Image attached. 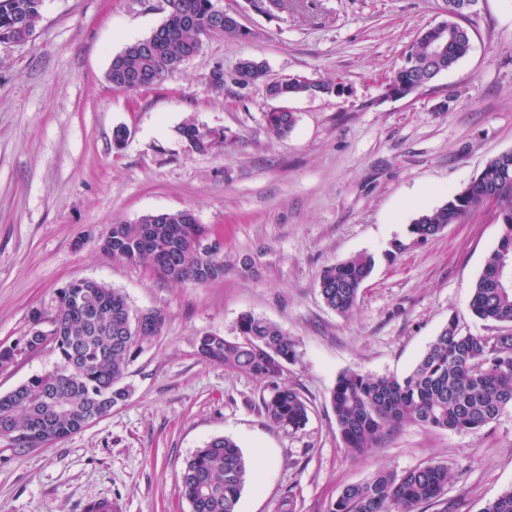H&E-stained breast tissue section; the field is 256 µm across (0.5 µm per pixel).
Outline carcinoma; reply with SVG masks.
<instances>
[{
    "instance_id": "cac0c4a2",
    "label": "carcinoma",
    "mask_w": 512,
    "mask_h": 512,
    "mask_svg": "<svg viewBox=\"0 0 512 512\" xmlns=\"http://www.w3.org/2000/svg\"><path fill=\"white\" fill-rule=\"evenodd\" d=\"M44 3L0 0V44H20L35 35ZM167 4V17L158 28L112 57L106 80L113 88L139 90L143 85L137 78L147 74L155 77L152 84L159 83L166 73L199 53L204 36L249 35L228 20L216 22L213 0H167ZM440 26L451 34L439 35L431 27L419 32L387 89L406 97L454 68L468 53L469 30L451 16ZM433 37L447 41L440 55L429 51L428 40ZM238 81L259 82L269 98L281 101L341 91L337 83L305 76L273 82L265 63L254 59L240 62ZM265 122L268 131L282 139L291 134L297 118L290 110L273 109L265 113ZM177 132L198 153H208L224 142V133L192 120ZM484 170L488 181L460 190L441 206L420 213L411 233L420 240L435 237L477 211L484 196H494L508 223L473 283L470 307L476 317L500 326L501 331L494 336L464 332L451 318L406 375L341 373L330 402L344 448L353 455L368 453L406 422L441 430H477L512 408V287L501 283V268L512 261V151L492 157ZM111 228L112 244L102 251L114 260L149 266L177 284L202 285L224 277V257L203 254L195 246L208 229L185 212L145 214L133 223ZM373 267L369 254L325 267L319 278L324 303L343 317L351 316ZM59 299L52 329L35 337L25 350L50 346L60 364L53 372L35 375L0 395V429L12 430L8 440L16 448L28 446L35 434L64 438L76 433L92 411L124 401L128 388L122 381L129 364L161 335L165 325L162 311L134 312L123 293L95 280L67 283ZM237 330L233 339L202 335L197 343L199 355L265 381L267 419L288 431L303 430L309 406L297 388L283 380L288 365L297 359L295 341L275 323L252 313L241 314ZM250 476V465L237 442L228 436L215 437L186 462L179 495L191 512H238L241 491ZM449 477L448 465L439 461L402 473L381 468L367 480L346 486L330 512H417L419 506L444 495ZM483 512H512V488L488 502Z\"/></svg>"
}]
</instances>
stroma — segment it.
Returning <instances> with one entry per match:
<instances>
[{"label": "stroma", "mask_w": 512, "mask_h": 512, "mask_svg": "<svg viewBox=\"0 0 512 512\" xmlns=\"http://www.w3.org/2000/svg\"><path fill=\"white\" fill-rule=\"evenodd\" d=\"M238 13L245 38L204 37L199 54L158 85L116 90L105 75L127 43L166 16L163 0H46L31 42L0 45V348L22 342L33 311L55 315L74 279L122 291L133 311L162 310L160 336L128 367V398L48 447L0 441V512H190L179 476L212 438L237 441L255 472L238 512H329L345 486L380 468L447 463L446 493L421 512H482L512 488V408L475 431L406 423L367 455L343 446L330 404L340 373L402 376L456 319L497 332L470 309L471 286L503 233L480 209L437 236L410 231L486 161L512 151V0H478L472 47L452 70L407 97L386 86L443 0H288ZM272 77L340 83L341 95L300 97L288 138L272 136L275 103L237 83L243 59ZM224 70V90L209 82ZM223 131L209 153L188 149L185 120ZM125 127L123 144L113 131ZM190 208L222 244L223 278L175 284L104 255L109 225ZM374 257L356 311L324 303V267ZM250 312L296 343L287 378L310 406L305 429L265 416V383L203 360L206 333L234 338ZM52 350L20 352L0 369V394L53 371ZM292 507H284L285 498Z\"/></svg>", "instance_id": "stroma-1"}]
</instances>
